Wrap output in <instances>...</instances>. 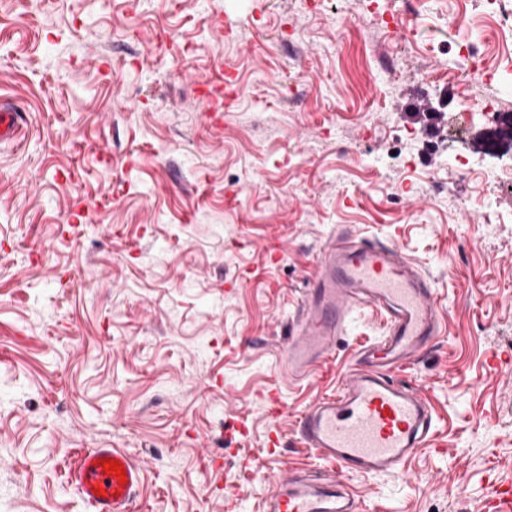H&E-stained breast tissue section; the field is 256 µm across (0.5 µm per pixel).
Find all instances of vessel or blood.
Instances as JSON below:
<instances>
[{
  "mask_svg": "<svg viewBox=\"0 0 512 512\" xmlns=\"http://www.w3.org/2000/svg\"><path fill=\"white\" fill-rule=\"evenodd\" d=\"M21 120L15 106L0 104L1 144L17 137ZM363 306L383 316L384 336L361 348L357 368L336 393L313 402L295 420L296 435L315 458L335 463L333 477L316 479L306 468L290 472L267 500L266 512H373L347 486L348 477L404 474L409 458L435 435L424 385L397 383L393 374L438 336L439 299L432 282L397 247L347 231L327 239L289 327V377L304 376L330 356L352 311ZM106 458L122 465L124 477L104 473L100 462ZM70 478L91 512H134L143 473L122 449L91 448Z\"/></svg>",
  "mask_w": 512,
  "mask_h": 512,
  "instance_id": "b4317fda",
  "label": "vessel or blood"
}]
</instances>
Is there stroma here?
I'll return each instance as SVG.
<instances>
[{"label": "stroma", "mask_w": 512, "mask_h": 512, "mask_svg": "<svg viewBox=\"0 0 512 512\" xmlns=\"http://www.w3.org/2000/svg\"><path fill=\"white\" fill-rule=\"evenodd\" d=\"M488 0H0V512H86L76 451L128 450L138 512H263L311 463L296 416L382 336L354 310L288 378L283 332L337 229L395 245L440 297L439 336L400 381L435 438L407 476H353L377 512H484L512 483V223L448 146L475 129L432 75L493 49ZM237 78L227 111L203 93ZM415 140H400L403 127ZM282 394L280 410L266 395ZM285 445L266 452L271 434ZM20 111L12 105L0 104V143L13 141L22 126Z\"/></svg>", "instance_id": "obj_1"}]
</instances>
